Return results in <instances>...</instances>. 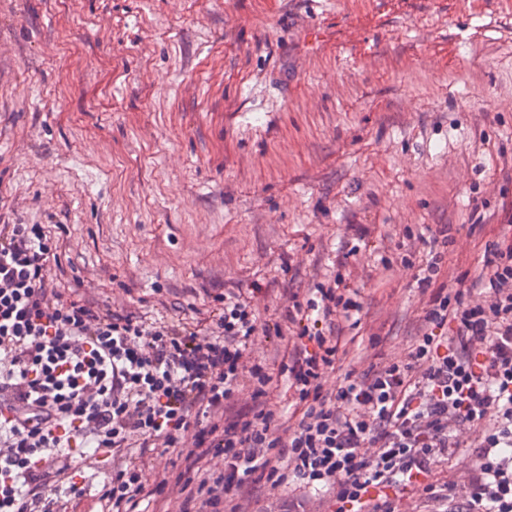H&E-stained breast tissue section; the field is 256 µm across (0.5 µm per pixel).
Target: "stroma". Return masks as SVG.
I'll return each mask as SVG.
<instances>
[{
	"instance_id": "1",
	"label": "stroma",
	"mask_w": 512,
	"mask_h": 512,
	"mask_svg": "<svg viewBox=\"0 0 512 512\" xmlns=\"http://www.w3.org/2000/svg\"><path fill=\"white\" fill-rule=\"evenodd\" d=\"M511 167L512 0H0V222L45 225L62 288L150 319L256 283L274 319L349 279L330 390L407 356L438 228L449 287L478 276ZM242 504L336 512L297 481Z\"/></svg>"
}]
</instances>
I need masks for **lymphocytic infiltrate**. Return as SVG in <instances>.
<instances>
[{
	"label": "lymphocytic infiltrate",
	"mask_w": 512,
	"mask_h": 512,
	"mask_svg": "<svg viewBox=\"0 0 512 512\" xmlns=\"http://www.w3.org/2000/svg\"><path fill=\"white\" fill-rule=\"evenodd\" d=\"M59 249L43 225L0 224V512H63L86 493L74 463L89 456L114 461L102 512H243L247 485L292 478L331 491L336 512H394L383 488L434 492L431 461L462 452L464 427L481 432L467 512H512V233L469 287L438 283L439 260L421 267L407 359L333 391L325 376L360 309L343 277L290 293L277 320L260 318L257 286L193 322H148L58 288ZM258 335L290 340L278 374L246 360ZM278 376L293 412L270 404ZM155 448L178 449L184 468L151 476ZM208 457L223 470L202 469Z\"/></svg>",
	"instance_id": "obj_1"
}]
</instances>
